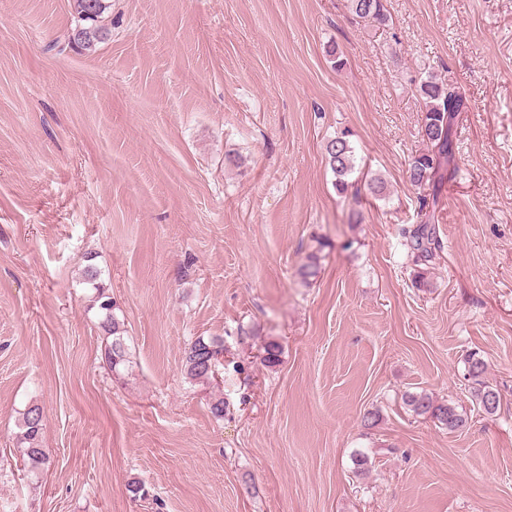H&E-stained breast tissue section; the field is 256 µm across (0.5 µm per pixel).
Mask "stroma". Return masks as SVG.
Returning <instances> with one entry per match:
<instances>
[{
    "label": "stroma",
    "instance_id": "1",
    "mask_svg": "<svg viewBox=\"0 0 512 512\" xmlns=\"http://www.w3.org/2000/svg\"><path fill=\"white\" fill-rule=\"evenodd\" d=\"M107 3L85 50L70 0H0V512H512V0H383L380 28L345 0ZM429 74L467 106L418 288L401 231ZM344 131L385 196L334 190ZM90 262L125 323L118 375ZM199 337L224 340L220 419L183 373ZM422 390L466 427L409 411ZM467 375L474 384L472 398L484 414L493 415L500 407V395L497 390L487 385L484 375L487 371L486 361L472 353L466 359ZM23 432L20 444L23 458L31 468H39L48 458L42 448L43 414L37 404L30 405L23 413Z\"/></svg>",
    "mask_w": 512,
    "mask_h": 512
}]
</instances>
